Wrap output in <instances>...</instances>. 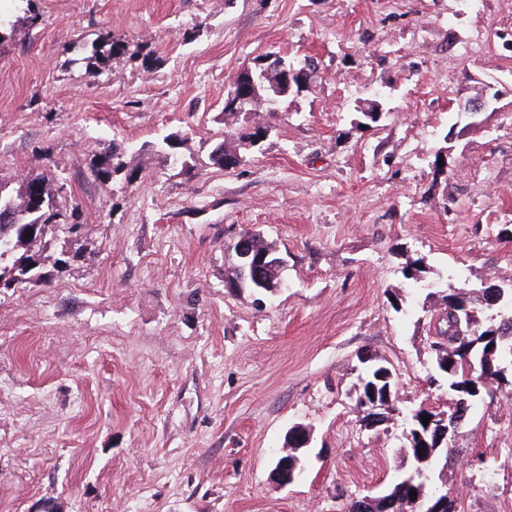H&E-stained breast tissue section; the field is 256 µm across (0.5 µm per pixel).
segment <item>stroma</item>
<instances>
[{
  "label": "stroma",
  "instance_id": "obj_1",
  "mask_svg": "<svg viewBox=\"0 0 512 512\" xmlns=\"http://www.w3.org/2000/svg\"><path fill=\"white\" fill-rule=\"evenodd\" d=\"M0 0V184L43 175L63 224L46 281L0 288V512H346L408 469L410 411L448 407L427 343L448 286L512 282V0ZM123 52L93 59L100 36ZM311 56L232 169L229 81ZM495 111L450 120L487 84ZM381 99L367 126L359 108ZM173 135L172 148L158 141ZM124 169L92 174L113 144ZM260 233L257 299L228 248ZM421 261L420 286L402 270ZM396 371L365 425L359 353ZM303 474L271 478L288 431ZM457 512H512V385L459 425Z\"/></svg>",
  "mask_w": 512,
  "mask_h": 512
}]
</instances>
